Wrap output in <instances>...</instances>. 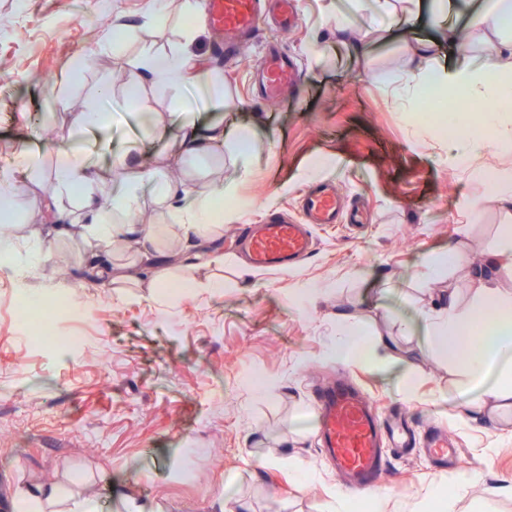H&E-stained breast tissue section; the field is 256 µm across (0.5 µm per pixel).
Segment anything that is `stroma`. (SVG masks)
<instances>
[{"mask_svg":"<svg viewBox=\"0 0 512 512\" xmlns=\"http://www.w3.org/2000/svg\"><path fill=\"white\" fill-rule=\"evenodd\" d=\"M294 2L296 28L278 32L262 20L232 58L216 51L211 29L198 38L211 81L180 89V119L249 128L250 168L241 173L228 146L223 160L171 171L204 185L234 180L239 191L224 201L216 241L223 264L193 272L211 289L186 288L176 272V292L160 303L134 283L90 277L79 234L39 246L28 230L43 217L27 198L64 152L102 172L119 155L148 167L165 161L173 141L156 119L131 109L121 125L86 128L72 117L124 102L131 61L168 51L192 17L183 0H170L162 25L146 0H0V165L24 149L39 164L16 175L21 205L8 226L15 248L0 253V512L16 482L70 468L104 469L128 498L168 512H210L221 493L250 512H336L340 479L320 454L314 393L342 374L379 409L403 408L418 430L446 426L462 451L460 468L477 465L496 440L499 452L471 499L483 512H512L503 490L512 481V414L489 437L405 400L397 366L376 373L323 356L337 314H346L368 336L396 338L422 396L443 395L445 413L466 410L447 362L425 348L422 313L449 289L470 304V277L448 267L426 279V261L454 244L484 257L512 225L499 200L512 182V149L496 140L462 151L439 135L421 101L395 100L376 76L399 67L408 44L452 39L481 59L498 41L445 25L434 0ZM366 32L371 43L356 52ZM270 40L300 66L299 99L258 96L254 77ZM323 178L335 179L346 207L367 210L368 223L318 226L309 258L246 277L243 225L275 210L298 215L307 188ZM61 262L71 270L65 280L55 274ZM215 448L223 455L213 461ZM292 455L306 470L299 482L280 465ZM389 469L387 512H427L435 469L416 453L390 456Z\"/></svg>","mask_w":512,"mask_h":512,"instance_id":"obj_1","label":"stroma"}]
</instances>
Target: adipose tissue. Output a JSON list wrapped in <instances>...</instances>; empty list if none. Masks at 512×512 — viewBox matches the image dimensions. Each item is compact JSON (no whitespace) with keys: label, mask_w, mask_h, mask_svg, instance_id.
Returning <instances> with one entry per match:
<instances>
[{"label":"adipose tissue","mask_w":512,"mask_h":512,"mask_svg":"<svg viewBox=\"0 0 512 512\" xmlns=\"http://www.w3.org/2000/svg\"><path fill=\"white\" fill-rule=\"evenodd\" d=\"M478 24L485 26L498 38V57L490 61L459 57L446 70L435 69L426 53L414 51L403 67L380 74L381 87L397 96L418 97L421 92L441 94L451 101V112L464 115L477 102L491 106L488 114L491 132L512 123V0H498L496 9L480 12ZM133 66L139 76L136 83L126 88L131 106L140 112L150 111L147 96L141 92L140 81H147L154 89L171 92L173 110H181L185 103L178 95L179 87L209 81L210 73L202 63L201 55L181 42L163 56L142 54ZM178 150L168 158L166 168L142 169L127 158L117 163L127 172L122 190L112 198V213L104 215L97 188L103 177L92 170L77 153L60 155L49 177L51 190L56 195H70L77 199L76 209L53 211L54 222L49 230L32 228L30 234L38 238L59 239L69 235L73 226H80L85 239L92 245L88 269L91 276L111 282L127 281L121 264L102 257L115 239L130 243L131 261L146 266L152 275L149 285L163 289L167 286L162 267L168 261H180L182 256L196 249H207L212 263H223L224 257L212 250L218 229L224 223V198L233 196L238 186L234 183H212L199 188L189 179L172 180L167 168H177L188 160L219 155L227 139L236 143V163L241 172L249 170V135L246 131L231 132L223 125H179L174 130ZM152 184L156 200L165 207L172 223L181 226L185 235L175 250L162 254L158 247V231L154 226L139 223V190ZM436 266H467L476 287L477 297L469 306H462L457 293L442 299L439 309L426 312L428 346L439 352L458 374L456 386L462 393H475L476 398L460 414L461 422L483 430L487 425L512 412V226L502 228L490 244L482 262L470 261L459 246L442 251ZM324 354L328 359L355 367L377 368L393 357L389 338L366 337L355 322L346 323L340 336L330 341ZM492 455L483 452L480 466L462 471L452 478L432 479L428 500L432 512H454L457 500L466 497L480 485L484 469L490 466ZM97 489L107 497L118 494L111 477L85 470H69L54 480H32L17 484L9 503L10 512H90V489Z\"/></svg>","instance_id":"ef3b65f1"}]
</instances>
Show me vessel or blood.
<instances>
[{"mask_svg":"<svg viewBox=\"0 0 512 512\" xmlns=\"http://www.w3.org/2000/svg\"><path fill=\"white\" fill-rule=\"evenodd\" d=\"M206 14L225 56L230 57L242 43L255 37L262 18V0H206ZM259 74L263 97L274 104L281 102L284 91L298 82L297 65L276 46L266 50ZM340 216L335 183H316L303 198L299 220L273 214L265 223L243 229L251 263L279 269L308 256L315 246L311 225L335 224ZM316 405L321 455L335 466L349 490L377 487L387 470V449L412 448L419 443L401 413L381 415L351 379L340 377L322 388ZM420 443L438 465L458 458L445 430H431Z\"/></svg>","mask_w":512,"mask_h":512,"instance_id":"obj_1","label":"vessel or blood"}]
</instances>
